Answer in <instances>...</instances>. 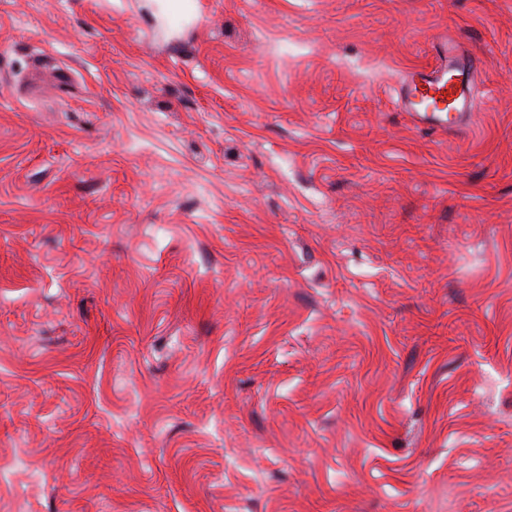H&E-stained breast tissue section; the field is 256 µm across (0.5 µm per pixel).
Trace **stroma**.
Here are the masks:
<instances>
[{
  "label": "stroma",
  "mask_w": 512,
  "mask_h": 512,
  "mask_svg": "<svg viewBox=\"0 0 512 512\" xmlns=\"http://www.w3.org/2000/svg\"><path fill=\"white\" fill-rule=\"evenodd\" d=\"M174 4L0 0V512H512V0ZM438 61L412 74L397 89L396 102L417 128L460 134L473 126L476 79L482 60L461 43L444 38Z\"/></svg>",
  "instance_id": "stroma-1"
}]
</instances>
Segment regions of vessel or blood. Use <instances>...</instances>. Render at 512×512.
I'll list each match as a JSON object with an SVG mask.
<instances>
[{"label":"vessel or blood","instance_id":"obj_1","mask_svg":"<svg viewBox=\"0 0 512 512\" xmlns=\"http://www.w3.org/2000/svg\"><path fill=\"white\" fill-rule=\"evenodd\" d=\"M437 54L436 65L400 83L397 105L416 127L448 134L467 132L473 125L476 79L482 61L451 39L444 40Z\"/></svg>","mask_w":512,"mask_h":512}]
</instances>
